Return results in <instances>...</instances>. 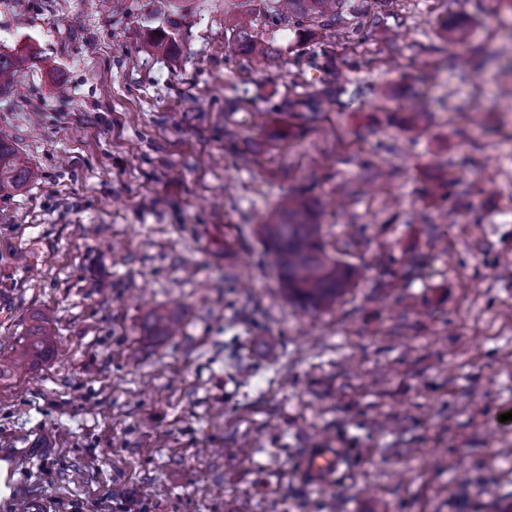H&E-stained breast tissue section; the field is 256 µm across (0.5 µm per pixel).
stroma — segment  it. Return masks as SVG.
Masks as SVG:
<instances>
[{
	"label": "stroma",
	"mask_w": 512,
	"mask_h": 512,
	"mask_svg": "<svg viewBox=\"0 0 512 512\" xmlns=\"http://www.w3.org/2000/svg\"><path fill=\"white\" fill-rule=\"evenodd\" d=\"M272 0H0L38 60L0 96L34 177L0 197V351H55L0 388V512H505L512 507V11L400 0L341 71L271 28ZM179 14L178 55L150 39ZM278 51L250 66L232 28ZM466 30L449 41L445 25ZM402 37L383 41L382 28ZM494 52L478 75L447 53ZM345 85L310 123L272 112ZM250 101L228 112L226 98ZM427 99L420 131L411 103ZM307 187L357 285L288 302L257 234ZM183 316L148 339L147 316ZM341 448L331 480L311 449ZM52 336L49 319L43 315L8 354L0 356V382L9 383L40 366L54 348ZM343 464L338 448H314L303 459V471L312 481L330 480Z\"/></svg>",
	"instance_id": "1"
}]
</instances>
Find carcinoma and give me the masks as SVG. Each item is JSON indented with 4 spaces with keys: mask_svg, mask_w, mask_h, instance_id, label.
<instances>
[{
    "mask_svg": "<svg viewBox=\"0 0 512 512\" xmlns=\"http://www.w3.org/2000/svg\"><path fill=\"white\" fill-rule=\"evenodd\" d=\"M346 6L347 0H275L271 24L301 27L308 36L315 37L341 21ZM179 30L178 20L170 19L169 27L152 38L150 47L164 55L174 54ZM239 39L241 49L251 61L258 65L271 61L270 51L263 42L245 32L239 33ZM355 41H362L360 27L344 32L338 42L322 49L306 63H296L293 75L300 78L304 74L303 66L315 68L321 61L327 67H335L336 46L340 44L346 50ZM36 57L37 52L31 47L23 52L0 51V95L9 90L17 72ZM327 99L326 93L303 94L273 105L272 110L304 112L315 120L324 111ZM31 177L28 161L12 144L0 140V196L22 190ZM258 234L289 301L313 309L323 308L352 287L355 272L327 251L318 215L306 191H291L278 201L259 225ZM179 323L178 317L158 310L152 312L147 330L151 336H173ZM53 348L49 319L43 316L8 354L0 356V382L9 383L37 368Z\"/></svg>",
    "mask_w": 512,
    "mask_h": 512,
    "instance_id": "cac0c4a2",
    "label": "carcinoma"
}]
</instances>
